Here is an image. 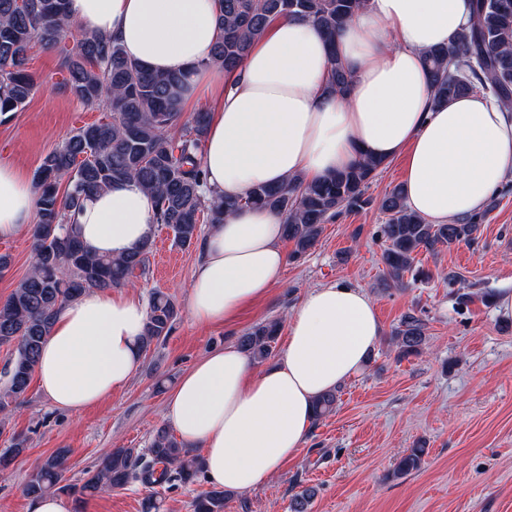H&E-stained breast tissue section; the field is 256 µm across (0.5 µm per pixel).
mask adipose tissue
I'll list each match as a JSON object with an SVG mask.
<instances>
[{"label": "adipose tissue", "instance_id": "adipose-tissue-1", "mask_svg": "<svg viewBox=\"0 0 512 512\" xmlns=\"http://www.w3.org/2000/svg\"><path fill=\"white\" fill-rule=\"evenodd\" d=\"M219 0H67V22L119 44L158 72L189 76L186 95L210 122L201 163L207 187L233 204L199 245L188 297L198 326H233L265 298L286 264L275 213L240 206L260 185L315 181L364 158L404 159L407 206L426 222L474 213L512 174V113L480 93L432 105L424 52L447 45L469 0H369L328 45L309 20L280 17L232 73L212 67ZM352 72L329 86L330 50ZM29 179L0 161V239L20 236L35 208ZM153 196L136 181L88 199L80 237L94 254L124 255L154 238ZM147 309L131 289L91 290L62 305L35 370L56 409L78 413L124 389L142 361ZM382 333L361 288L308 290L287 323L281 358L257 366L237 343L209 353L168 395L165 419L203 450L210 483L245 492L302 447L314 404L359 374Z\"/></svg>", "mask_w": 512, "mask_h": 512}]
</instances>
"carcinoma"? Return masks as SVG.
I'll use <instances>...</instances> for the list:
<instances>
[{
    "label": "carcinoma",
    "instance_id": "cac0c4a2",
    "mask_svg": "<svg viewBox=\"0 0 512 512\" xmlns=\"http://www.w3.org/2000/svg\"><path fill=\"white\" fill-rule=\"evenodd\" d=\"M366 0H220L217 23L221 37L212 65L230 73L247 55L254 38L282 16L315 21L330 38L350 21ZM468 24L448 45L431 51L426 65L433 88V105L448 98L482 93L504 112H512V0H472ZM67 28L66 0H0V116L23 108L37 83L27 70L28 51L37 42L59 49L63 84L84 105L106 113L98 123L84 126L60 148L48 153L34 174L38 220L33 229L31 273L0 306V345L13 347L11 369L0 384V415L29 389L39 351L62 304L91 289L121 288L149 263L153 242L147 241L119 258L89 254L78 235L75 216L91 196L116 182L134 179L155 199L154 220L169 227L175 242L188 248L198 241L201 224H219L227 203L204 184L200 156L209 113L196 112L179 135L170 134L187 90V77L155 73L128 59L119 44L86 32L71 48L62 46ZM351 73L341 58L331 57L330 88L346 91ZM383 166L362 161L314 183L296 179L272 187L259 186L235 206L263 207L281 217L286 237L295 242L290 259L305 254L318 240L324 224L344 211L370 204L366 187ZM380 207L388 215L376 235L388 242L384 262L386 286L406 288L405 276L427 279L429 272L414 265L420 250L471 244L478 239L491 208L453 224H428L411 211L402 186L384 195ZM178 317L175 301L158 290L148 304L143 349L166 339ZM426 323L415 311L406 312L392 330L390 342L398 356L422 354ZM280 322L271 321L239 337L241 348L256 362L268 359ZM336 392L316 400L315 420L336 409ZM25 439L12 438L0 455V468L25 450ZM425 448H409L399 456L397 476L421 468ZM69 451L60 448L44 458L24 487L34 499L48 493L80 497L133 482L189 483L204 474L202 458L169 430L161 427L150 448H114L81 485L64 483ZM315 491L306 487L294 495L291 512H308ZM225 492L210 490L193 503L194 512H224Z\"/></svg>",
    "mask_w": 512,
    "mask_h": 512
}]
</instances>
